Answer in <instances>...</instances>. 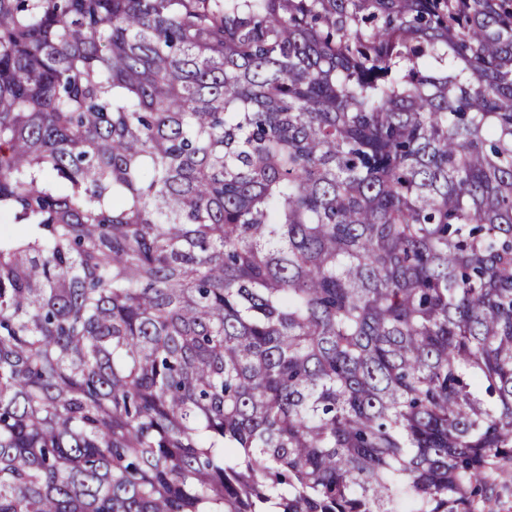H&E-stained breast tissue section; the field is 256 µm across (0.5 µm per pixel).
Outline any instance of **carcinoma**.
<instances>
[{
	"instance_id": "cac0c4a2",
	"label": "carcinoma",
	"mask_w": 512,
	"mask_h": 512,
	"mask_svg": "<svg viewBox=\"0 0 512 512\" xmlns=\"http://www.w3.org/2000/svg\"><path fill=\"white\" fill-rule=\"evenodd\" d=\"M0 220V512L512 461V0H0Z\"/></svg>"
}]
</instances>
